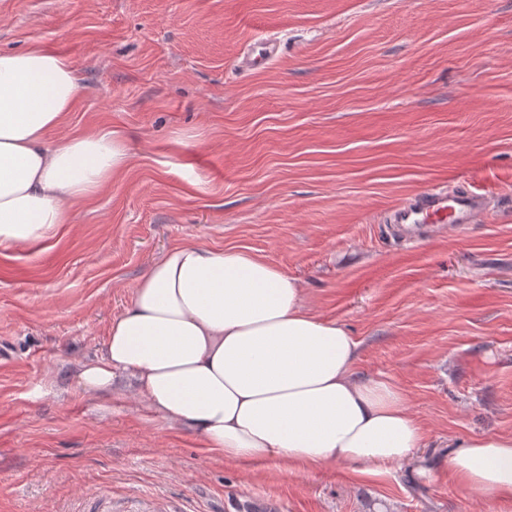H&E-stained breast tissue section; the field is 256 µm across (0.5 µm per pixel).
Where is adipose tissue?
<instances>
[{"label": "adipose tissue", "mask_w": 512, "mask_h": 512, "mask_svg": "<svg viewBox=\"0 0 512 512\" xmlns=\"http://www.w3.org/2000/svg\"><path fill=\"white\" fill-rule=\"evenodd\" d=\"M77 93L66 57L0 51L2 249L53 236L78 201L129 165L117 128L48 144ZM357 348L346 327L308 311L297 280L271 262L188 241L151 264L78 377L87 393L130 382L163 420L227 462L287 472L409 461L425 431L397 386L355 375ZM448 469L465 490L512 500V435L461 440Z\"/></svg>", "instance_id": "1"}]
</instances>
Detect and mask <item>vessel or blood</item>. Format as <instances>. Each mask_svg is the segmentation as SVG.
I'll return each mask as SVG.
<instances>
[{
  "mask_svg": "<svg viewBox=\"0 0 512 512\" xmlns=\"http://www.w3.org/2000/svg\"><path fill=\"white\" fill-rule=\"evenodd\" d=\"M486 210L484 194L427 188L415 200L395 207L390 221L396 224L401 236L413 240L421 236L426 225L448 224L461 229L475 223Z\"/></svg>",
  "mask_w": 512,
  "mask_h": 512,
  "instance_id": "1",
  "label": "vessel or blood"
}]
</instances>
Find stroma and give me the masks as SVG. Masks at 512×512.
Masks as SVG:
<instances>
[{"instance_id":"35a3bbf8","label":"stroma","mask_w":512,"mask_h":512,"mask_svg":"<svg viewBox=\"0 0 512 512\" xmlns=\"http://www.w3.org/2000/svg\"><path fill=\"white\" fill-rule=\"evenodd\" d=\"M34 46L77 69L48 142L117 127L131 159L54 238L0 249V512H512L448 472L456 440L512 435V0H0V51ZM429 187L489 211L397 238ZM186 240L266 258L344 325L423 425L417 463L209 460L132 393L83 392Z\"/></svg>"}]
</instances>
